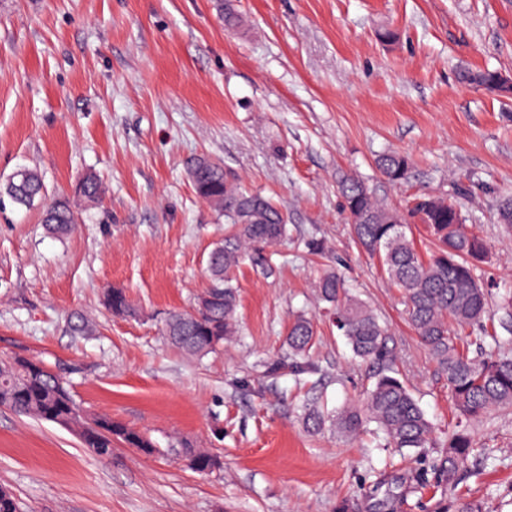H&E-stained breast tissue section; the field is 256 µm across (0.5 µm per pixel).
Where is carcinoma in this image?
Returning <instances> with one entry per match:
<instances>
[{"mask_svg":"<svg viewBox=\"0 0 512 512\" xmlns=\"http://www.w3.org/2000/svg\"><path fill=\"white\" fill-rule=\"evenodd\" d=\"M500 72L477 70L463 79L489 91ZM380 173L391 183L406 179L410 159L404 154L378 158ZM194 191L232 225L224 242L209 254L206 297L195 304L196 312L177 311L166 320L172 345L190 356L203 357L238 332L236 271L245 258L265 272L271 271L264 251L288 235V224L280 208L268 197L242 186L224 173V166L209 157L187 161ZM351 233L369 255L381 259L385 272L397 288L406 316L417 336L448 380V389L459 416L480 419L492 411L512 406V354L501 350L506 340L492 337L494 348L471 357L464 348L461 331L481 322L487 311L488 289L475 276V267L487 258V249L468 230L461 204L455 200L423 195L402 210L388 208L353 176L339 181ZM11 199L25 207L40 205L43 223L57 236L68 234L77 212L67 197L46 201L41 177L34 171H17L5 186ZM78 194L88 203L103 197V187L94 174L82 177ZM427 226L434 250L423 256L408 238V225ZM317 299L333 313L336 328L345 337L353 357L374 368V381L359 403H345L336 411V431L354 437L368 424L376 425L385 445L398 452L405 448L435 446L433 427L397 368V356L388 347V329L365 302L350 296L344 280L335 271L324 273L316 285ZM105 306L116 315L135 316L138 309L126 292L114 288L106 293ZM286 341L291 355L308 358L316 336L312 322L297 317L288 327ZM0 407L34 420L57 424L71 422L86 448H106L101 431H119L132 448L154 453V442L141 432L103 416L76 417L80 407L60 378L39 361L27 358L0 361ZM304 420L310 429L321 430L324 416L318 402L304 405ZM446 451L433 466L432 479L420 474L423 483L451 491L460 482L464 463L474 440L463 426L448 435ZM185 457L209 473L220 467L217 457L199 448L185 449Z\"/></svg>","mask_w":512,"mask_h":512,"instance_id":"1","label":"carcinoma"}]
</instances>
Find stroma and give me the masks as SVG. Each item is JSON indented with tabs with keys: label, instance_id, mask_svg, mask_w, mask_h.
<instances>
[{
	"label": "stroma",
	"instance_id": "stroma-1",
	"mask_svg": "<svg viewBox=\"0 0 512 512\" xmlns=\"http://www.w3.org/2000/svg\"><path fill=\"white\" fill-rule=\"evenodd\" d=\"M228 1L239 26L224 23ZM386 29L394 40L380 39ZM484 68L512 77V0H0V186L26 167L51 198H74L88 172L104 188L100 204L76 201L63 238L39 207L0 193V358L43 362L86 413L158 445L147 455L117 439L98 457L70 429L0 407V486L22 512H457L471 501L512 512L510 408L473 423L453 491L410 482L457 417L337 189L352 173L391 208L419 194L461 202L489 250L476 270L492 287L488 312L463 332L479 355L502 333L512 289V233L497 221L512 194V100L459 79ZM390 152L413 159L402 183L376 167ZM201 154L272 197L288 236L272 273L238 269L239 332L197 358L169 344L165 320L204 289L228 230L190 182L186 161ZM329 269L387 325L435 447L400 456L366 433L337 437L330 421L307 428L305 399L330 418L372 384L318 306ZM111 288L138 317L103 308ZM79 313L88 333L73 329ZM299 315L320 338L301 375L285 342ZM180 442L220 469L196 472Z\"/></svg>",
	"mask_w": 512,
	"mask_h": 512
}]
</instances>
